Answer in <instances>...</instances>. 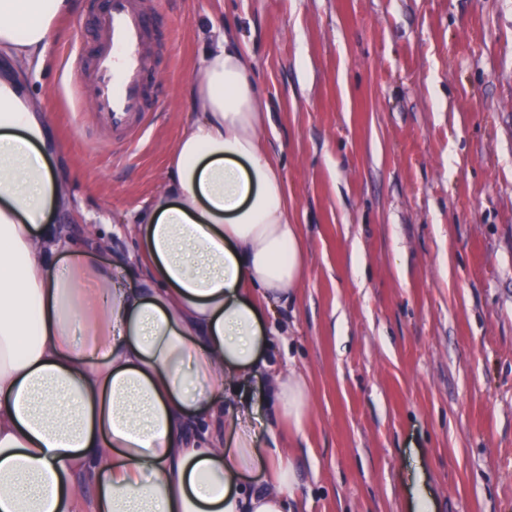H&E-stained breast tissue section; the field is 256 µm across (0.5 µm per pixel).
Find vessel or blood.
<instances>
[{
  "label": "vessel or blood",
  "instance_id": "obj_1",
  "mask_svg": "<svg viewBox=\"0 0 512 512\" xmlns=\"http://www.w3.org/2000/svg\"><path fill=\"white\" fill-rule=\"evenodd\" d=\"M151 21L143 0H101L97 25L109 47L95 56L93 104L118 134L140 124L147 111Z\"/></svg>",
  "mask_w": 512,
  "mask_h": 512
}]
</instances>
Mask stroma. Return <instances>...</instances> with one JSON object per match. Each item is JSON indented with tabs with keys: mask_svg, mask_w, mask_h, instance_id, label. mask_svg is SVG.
I'll list each match as a JSON object with an SVG mask.
<instances>
[{
	"mask_svg": "<svg viewBox=\"0 0 512 512\" xmlns=\"http://www.w3.org/2000/svg\"><path fill=\"white\" fill-rule=\"evenodd\" d=\"M79 0L30 78L60 151L76 237L111 226L97 263L137 248L126 223L164 184L192 119L202 20L254 60L309 259L270 321L275 367L302 373L300 429L261 415L303 512H512V0H147L151 97L134 148L65 87L98 43Z\"/></svg>",
	"mask_w": 512,
	"mask_h": 512,
	"instance_id": "35a3bbf8",
	"label": "stroma"
}]
</instances>
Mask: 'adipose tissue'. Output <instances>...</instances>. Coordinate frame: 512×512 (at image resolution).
Instances as JSON below:
<instances>
[{"mask_svg":"<svg viewBox=\"0 0 512 512\" xmlns=\"http://www.w3.org/2000/svg\"><path fill=\"white\" fill-rule=\"evenodd\" d=\"M78 7L0 0V512H288L295 470L281 448L259 450L249 388L266 374L278 421L309 415L308 384L272 369L267 331L308 255L264 146L253 59L213 22L187 89L194 118L131 222L140 285L127 288L91 259L103 236L51 221L75 200L26 83Z\"/></svg>","mask_w":512,"mask_h":512,"instance_id":"obj_1","label":"adipose tissue"}]
</instances>
